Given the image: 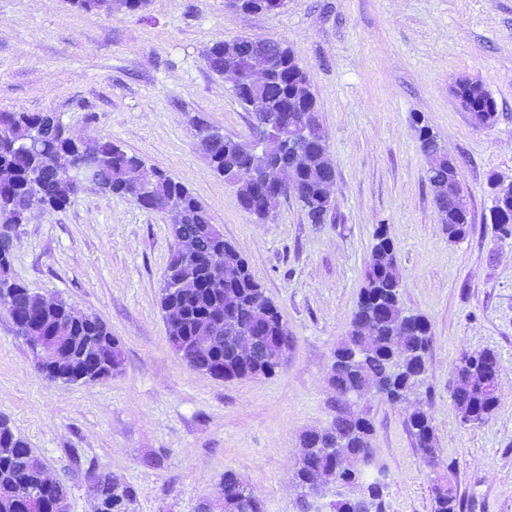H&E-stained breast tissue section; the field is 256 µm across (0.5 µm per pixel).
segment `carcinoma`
<instances>
[{"label":"carcinoma","mask_w":512,"mask_h":512,"mask_svg":"<svg viewBox=\"0 0 512 512\" xmlns=\"http://www.w3.org/2000/svg\"><path fill=\"white\" fill-rule=\"evenodd\" d=\"M128 11H137L145 0H72V4L84 10L112 11L114 4ZM234 6L247 12H268L271 0H235ZM205 65L217 74L237 65L248 68L260 60L255 44L250 37L213 43L203 55ZM240 104L246 98L256 96L268 102V111L254 112V126L269 120V113L280 104H294L298 120L306 119L320 125L316 98L308 85L305 71L293 50L281 42L275 43L271 74L268 81L253 88L234 91ZM457 98L465 103L464 110L470 115L492 110L491 118H497V103L484 84L474 80L456 90ZM196 145L207 157L213 172L236 190L241 207L257 221L264 220L263 211L276 207L281 198L293 194L301 203L312 224H323L330 211L325 201L322 184L333 164L325 144L310 140L305 143V162L296 169L294 180L276 194L260 201L255 189L265 175L270 162L284 165L295 163L288 149V134L279 133L260 150L250 148L247 141L235 140L214 131L207 123L196 120ZM63 124L52 112H0V170L11 171V181L0 183V224L6 225L5 235L24 223L25 212L42 209L59 211L69 206L74 198L73 177L62 174L55 168L56 156L61 152H88L111 159L101 170V189L109 194L129 197L131 181L143 176L150 182V192L139 201V206L149 211H162L172 203L182 207L181 223L171 227L174 248L168 259L160 289V305L164 313L167 334H172L169 307L180 311L181 336L191 345L197 336L198 324L212 317L227 295H234L233 319L239 326L261 323L263 335L276 336L285 326L278 307L266 295L256 281L249 266L237 249L224 239L220 226L200 199L181 181L153 167H149L135 154H129L111 140L95 141L68 139L61 135ZM417 140L420 151L428 158L426 171L430 183L451 182L459 201L448 206V198L435 197L440 223L447 225L448 239L463 238L469 224L466 199L461 195L455 167L448 166L445 147L430 128L416 121ZM491 222L502 238L512 237V203L503 213H491ZM217 255L224 259V273H215L208 265V258ZM10 260L0 257V280L8 285L6 294L12 298L11 316L20 337L36 329L44 336L59 337L56 355L80 357L91 343L114 341L106 325L94 316H85L75 321L66 315L68 304L57 301L53 308L42 306L38 294L24 284L11 278ZM372 311L365 334L366 353L351 369L338 372L336 390V416L331 425L337 432L353 437L355 447L370 448L374 436V425L367 415H358L351 396L359 385L369 381L383 382L396 392L406 387L417 388L424 384L427 373V356L433 336L426 317L414 313V327L402 336L388 337L386 320L388 314H405L401 303V282L397 269L396 249L385 229L375 235L371 260L365 273L364 286L352 313L351 323H356L367 311ZM231 330H222V336L211 341L208 359L211 366L230 368L232 377L241 376L242 369L230 366L232 355L226 337ZM395 347L409 350L405 366L390 360ZM493 353L463 352L458 358L461 372L466 373L476 363L483 362ZM285 353L271 346L265 360L249 365V372L272 375L278 370ZM123 353L119 346L112 348V366L86 360L88 378L102 379L117 372L122 365ZM474 416L470 425H479L489 417L496 406V399L484 392L472 394ZM406 425L416 440L417 451L430 466L438 465L436 437L432 421L427 412L414 409L407 413ZM330 433L327 430L310 432L304 436L303 447L312 449V456L324 467L337 466L336 456L323 451ZM44 464L29 448L27 442L12 429L9 420L0 418V512H57L65 491L59 484L47 486L40 480ZM358 492L366 496L376 512H386L387 486L366 471H355L351 475ZM94 487L102 497L101 512H126L123 500L111 497L120 490L129 499H134L133 489L115 475H102L95 479ZM219 494L223 512H263L262 503L250 487L232 470L224 472ZM432 512H461V499L457 488L447 483L444 494H433Z\"/></svg>","instance_id":"carcinoma-1"}]
</instances>
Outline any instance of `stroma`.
<instances>
[{
	"mask_svg": "<svg viewBox=\"0 0 512 512\" xmlns=\"http://www.w3.org/2000/svg\"><path fill=\"white\" fill-rule=\"evenodd\" d=\"M240 36L284 43L308 76L334 165L326 223H308L292 195L255 223L195 144V118L253 137L231 81L202 58ZM462 77L496 99L493 125L460 107L453 87ZM0 112L56 113L75 135L111 139L182 181L290 336L274 375L224 380L195 370L172 352L160 306L170 213L91 185L64 210L33 212L17 230L12 277L98 317L124 354L110 377L49 381L0 308V417L64 484V512H93L99 474L133 488L135 512H198L218 501L228 470L264 512H296L301 438L335 414L328 373L380 227L395 244L405 308L431 325L416 399L463 512H512V239L490 221L492 180L512 179V0H285L259 13L225 0H147L140 11L109 14L70 0H0ZM417 118L458 165L469 228L456 242L426 180ZM482 350L501 365L498 401L471 427L450 388L459 355ZM361 407L390 475L386 512H432V470L403 406L370 394Z\"/></svg>",
	"mask_w": 512,
	"mask_h": 512,
	"instance_id": "obj_1",
	"label": "stroma"
}]
</instances>
